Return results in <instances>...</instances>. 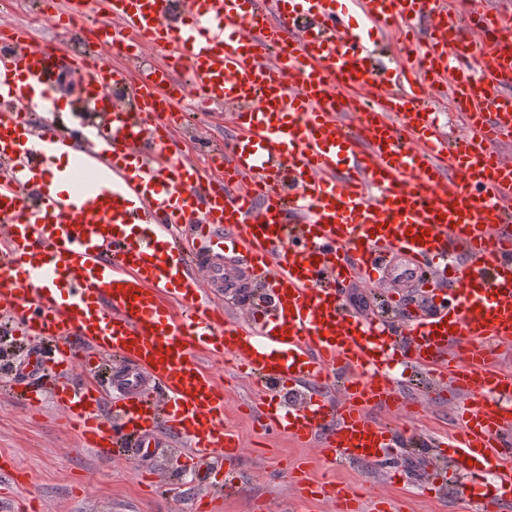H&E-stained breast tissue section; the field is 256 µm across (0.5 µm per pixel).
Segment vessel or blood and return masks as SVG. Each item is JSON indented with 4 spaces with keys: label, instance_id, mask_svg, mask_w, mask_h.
<instances>
[{
    "label": "vessel or blood",
    "instance_id": "b4317fda",
    "mask_svg": "<svg viewBox=\"0 0 512 512\" xmlns=\"http://www.w3.org/2000/svg\"><path fill=\"white\" fill-rule=\"evenodd\" d=\"M57 28L84 16L51 0ZM101 37L87 57L13 26L0 43V310L34 338L55 335L56 364L114 356L113 430L103 389L53 387L82 444L109 454L136 436L151 454L185 439L189 465L234 457L224 390L199 360L227 357L268 393L267 428L321 439L332 463L376 462L396 426L376 419L398 384L392 361L462 397L449 455L460 472L498 471L486 512L512 497V371L491 351L512 345V8L467 0H93ZM165 63L130 77L109 56L143 49ZM83 98L58 95L61 67ZM202 113L225 107L234 131L201 170L171 134L179 72ZM467 127L446 129L431 95ZM131 86L135 104L71 127L63 113L99 107ZM58 192H50V185ZM451 271L453 306L394 325L347 310L340 289L386 275L382 252ZM269 279L255 324L206 296L240 271ZM307 393L286 407L273 389ZM341 393L333 400L325 388Z\"/></svg>",
    "mask_w": 512,
    "mask_h": 512
}]
</instances>
